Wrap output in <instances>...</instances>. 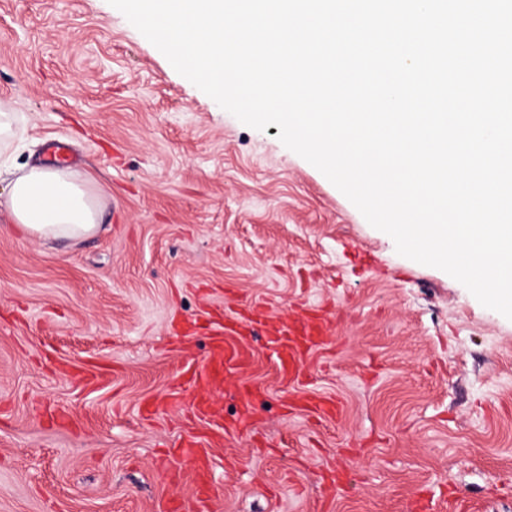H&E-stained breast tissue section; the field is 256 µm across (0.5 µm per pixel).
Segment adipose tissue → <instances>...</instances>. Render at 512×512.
I'll return each mask as SVG.
<instances>
[{
	"label": "adipose tissue",
	"instance_id": "ef3b65f1",
	"mask_svg": "<svg viewBox=\"0 0 512 512\" xmlns=\"http://www.w3.org/2000/svg\"><path fill=\"white\" fill-rule=\"evenodd\" d=\"M22 125L16 113L0 109V213L25 235L43 241L79 240L98 227L103 204L89 178L67 167H19L9 151Z\"/></svg>",
	"mask_w": 512,
	"mask_h": 512
}]
</instances>
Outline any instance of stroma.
I'll use <instances>...</instances> for the list:
<instances>
[{
	"label": "stroma",
	"instance_id": "35a3bbf8",
	"mask_svg": "<svg viewBox=\"0 0 512 512\" xmlns=\"http://www.w3.org/2000/svg\"><path fill=\"white\" fill-rule=\"evenodd\" d=\"M23 164L70 146L106 208L43 242L0 215V512H200L171 448L236 419L190 386L243 303L324 313L283 376L263 337L250 435L210 449V512H512V320L399 255L317 168L214 103L107 0H0ZM100 372L92 384L84 371Z\"/></svg>",
	"mask_w": 512,
	"mask_h": 512
}]
</instances>
